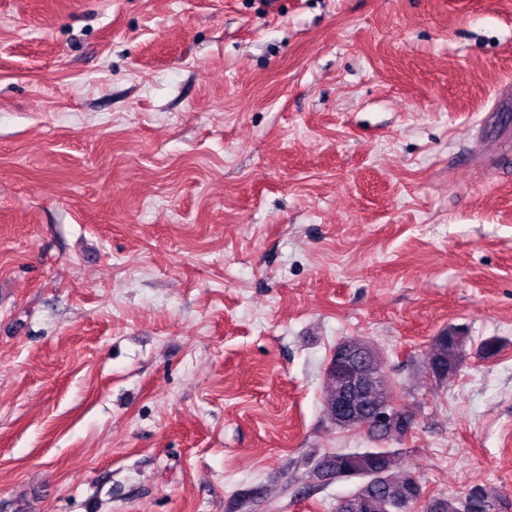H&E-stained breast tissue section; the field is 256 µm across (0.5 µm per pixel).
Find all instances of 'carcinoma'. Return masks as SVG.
I'll return each mask as SVG.
<instances>
[{"label":"carcinoma","mask_w":512,"mask_h":512,"mask_svg":"<svg viewBox=\"0 0 512 512\" xmlns=\"http://www.w3.org/2000/svg\"><path fill=\"white\" fill-rule=\"evenodd\" d=\"M467 342L468 337L459 332L453 335L444 332L432 340L427 367L448 370L446 377L435 376L439 383L453 378ZM358 368L367 381L356 389L348 387L334 374L327 375L329 392L325 411L333 421L336 420L337 406L345 399L353 402L356 418L365 422L377 408L390 406L380 352L372 349ZM367 434L374 441V447L340 451L328 459L333 478L360 480L357 490L336 505V512H415L424 495L419 476L410 467H397L396 458L400 452L390 444L387 431L370 429ZM501 499L502 494L496 491L437 498L424 507V512H498Z\"/></svg>","instance_id":"carcinoma-1"}]
</instances>
